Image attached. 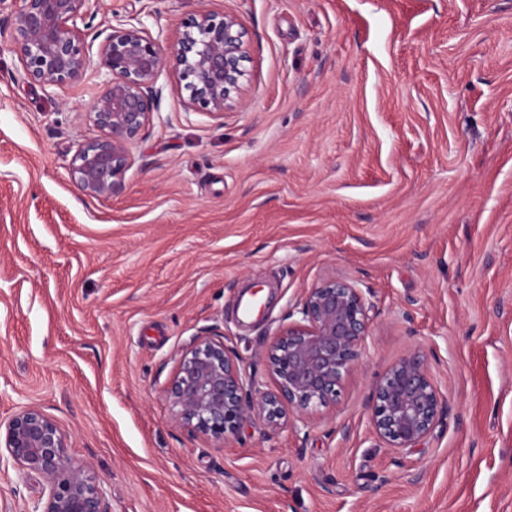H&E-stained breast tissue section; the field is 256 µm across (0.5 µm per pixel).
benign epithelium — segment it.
<instances>
[{"label":"benign epithelium","mask_w":512,"mask_h":512,"mask_svg":"<svg viewBox=\"0 0 512 512\" xmlns=\"http://www.w3.org/2000/svg\"><path fill=\"white\" fill-rule=\"evenodd\" d=\"M14 45L26 78L43 86L80 81L94 61L78 22L92 0H11ZM245 29L238 16L201 11L167 47L141 25L120 20L99 49L107 69L102 92L87 116L100 135L78 146L69 173L81 191L110 198L130 167V145L155 110L154 83L165 62L178 76L177 92L216 118L239 103L250 73ZM301 319L283 328L264 350L271 391H253L241 359L223 342L200 338L181 355L166 387L175 422L223 438L256 419L275 431L304 421L336 402L345 375L362 362L370 318L362 289L330 279L308 290ZM447 407L427 364L416 353L393 363L378 379L369 404L376 438L385 448L414 447L430 435ZM43 480L30 512H105L93 468L68 453V435L35 404L0 419V470Z\"/></svg>","instance_id":"obj_1"}]
</instances>
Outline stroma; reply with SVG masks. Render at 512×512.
<instances>
[{
  "mask_svg": "<svg viewBox=\"0 0 512 512\" xmlns=\"http://www.w3.org/2000/svg\"><path fill=\"white\" fill-rule=\"evenodd\" d=\"M202 10L246 29L241 104L188 107L164 67L122 188L92 198L68 164L104 71L30 82L0 5V417H53L106 512H512V0H99L80 27L95 56L116 20L165 46ZM331 278L371 321L335 405L174 424L186 347L223 341L271 389L266 345ZM414 351L447 411L395 453L369 401ZM42 492L1 472L0 512Z\"/></svg>",
  "mask_w": 512,
  "mask_h": 512,
  "instance_id": "obj_1",
  "label": "stroma"
}]
</instances>
